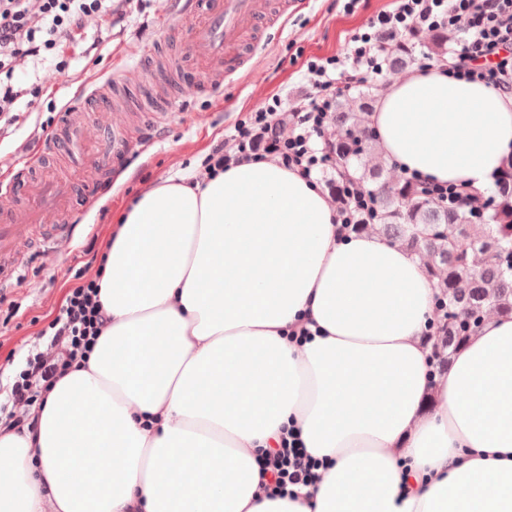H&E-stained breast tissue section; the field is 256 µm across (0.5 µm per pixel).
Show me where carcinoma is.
<instances>
[{
  "mask_svg": "<svg viewBox=\"0 0 512 512\" xmlns=\"http://www.w3.org/2000/svg\"><path fill=\"white\" fill-rule=\"evenodd\" d=\"M411 60L412 50L397 42L387 66L402 69ZM366 109V103L351 98L336 102L330 137L336 161L375 195L383 232L405 249L427 255L428 273L439 288L436 310L443 327L436 356L447 365L449 354L476 333L487 309L512 318V189L499 187L489 196L485 215L475 218L465 209L440 207L402 177L380 180L386 162L369 161L377 133L358 115ZM477 254L482 257L478 266Z\"/></svg>",
  "mask_w": 512,
  "mask_h": 512,
  "instance_id": "carcinoma-1",
  "label": "carcinoma"
}]
</instances>
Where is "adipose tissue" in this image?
<instances>
[{
    "instance_id": "adipose-tissue-1",
    "label": "adipose tissue",
    "mask_w": 512,
    "mask_h": 512,
    "mask_svg": "<svg viewBox=\"0 0 512 512\" xmlns=\"http://www.w3.org/2000/svg\"><path fill=\"white\" fill-rule=\"evenodd\" d=\"M369 120L439 184L486 191L512 153V100L439 67ZM335 216L269 160L144 192L112 234L87 368L37 440L0 435V512H512V318L489 313L432 374L424 259ZM287 431L317 478L270 499L257 458Z\"/></svg>"
}]
</instances>
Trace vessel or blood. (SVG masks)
Here are the masks:
<instances>
[{
	"instance_id": "obj_1",
	"label": "vessel or blood",
	"mask_w": 512,
	"mask_h": 512,
	"mask_svg": "<svg viewBox=\"0 0 512 512\" xmlns=\"http://www.w3.org/2000/svg\"><path fill=\"white\" fill-rule=\"evenodd\" d=\"M175 15L163 18V29L182 27L188 37V56L182 68L196 69L199 90L216 91L225 76L235 73L258 43L260 24L275 25L287 13L284 4L273 0H175ZM152 72L140 80H131L124 71L113 73L110 81L92 89L87 98L93 102L107 126L112 129V158H90L88 144L98 132L81 108L64 112L59 124L43 137L45 148H56L59 155L76 159L85 173V181L97 184L110 163L123 162L130 145L125 132L124 105L136 101L143 125L160 126L164 112L170 111L167 96L158 92L164 59L154 48L143 50ZM74 193L67 184L39 176L29 162L0 174V256L16 254L34 234L36 225L54 224L61 238L72 239L76 227L61 223L62 215L72 213Z\"/></svg>"
}]
</instances>
